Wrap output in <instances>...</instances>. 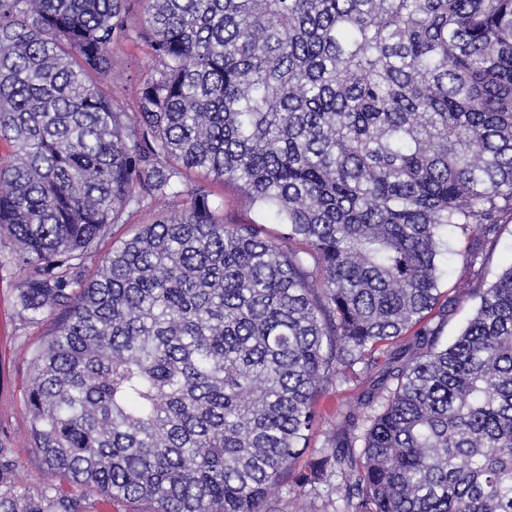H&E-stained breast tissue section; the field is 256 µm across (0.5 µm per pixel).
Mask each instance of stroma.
Listing matches in <instances>:
<instances>
[{"label":"stroma","instance_id":"1","mask_svg":"<svg viewBox=\"0 0 512 512\" xmlns=\"http://www.w3.org/2000/svg\"><path fill=\"white\" fill-rule=\"evenodd\" d=\"M129 35L112 46V70L104 77L101 88L105 93L119 97L127 105H134L143 81L152 70L149 46L140 38L141 15L132 9L128 19ZM192 184L206 185L212 199L220 208L225 223H239L253 219L254 209L246 202L240 188L231 182H222L201 174L191 177ZM154 209L141 207L130 212L126 224L114 227L110 241L102 243L88 255L87 276H94L113 243L130 238L143 224L152 223ZM12 246L8 239L0 240V444L15 449L14 477L21 487H36L43 478L40 455L28 442L29 419L25 409L28 386L31 382L29 354L32 349L49 339L56 327L55 315H42L37 323H26L20 314L18 293L24 272L11 261ZM354 387L325 394L319 402L323 420L313 434L310 446L299 459L297 471H305L316 461L326 434L336 423V410L344 399L354 396Z\"/></svg>","mask_w":512,"mask_h":512}]
</instances>
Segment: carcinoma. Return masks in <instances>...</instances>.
<instances>
[{"mask_svg":"<svg viewBox=\"0 0 512 512\" xmlns=\"http://www.w3.org/2000/svg\"><path fill=\"white\" fill-rule=\"evenodd\" d=\"M129 0H0V231L26 270L29 441L46 474L0 512H276L328 391L329 448L299 486L344 512H512V264L454 342L448 228L481 274L512 223V0H140L154 73L106 95ZM198 188L86 256L188 172ZM276 225L272 231L269 225ZM191 185L203 184L211 191V198L220 206V213L224 223L232 224L246 222L255 218V210L251 209L244 198L240 188L233 182H222L214 180L213 177H205L201 174L191 176ZM127 224L118 225L113 229V236L106 240L98 248L88 255L86 266V279L92 278L101 268L104 256L112 250V242H117L130 238L140 224H151L154 220V207L145 205L138 210L130 212L125 216Z\"/></svg>","mask_w":512,"mask_h":512,"instance_id":"1","label":"carcinoma"}]
</instances>
